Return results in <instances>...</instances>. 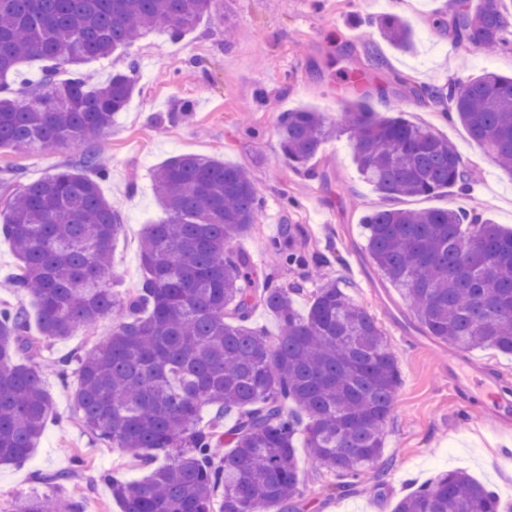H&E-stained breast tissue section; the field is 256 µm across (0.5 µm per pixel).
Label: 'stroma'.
I'll return each instance as SVG.
<instances>
[{
	"mask_svg": "<svg viewBox=\"0 0 512 512\" xmlns=\"http://www.w3.org/2000/svg\"><path fill=\"white\" fill-rule=\"evenodd\" d=\"M438 0H396L391 13L413 30L415 47L404 53L381 35L382 11L374 0H214L210 11L181 38L159 29L125 53L92 59L84 67L98 79L126 71H149L106 133L112 151L103 195L124 219L112 267L118 290L143 276L140 242L162 216L151 175L178 154L207 156L242 166L263 200L259 224L235 246L251 257L258 280L297 281L296 269L274 253L283 223L297 227L295 248L315 270L311 283L339 281L354 301L378 320L399 366L400 383L387 426L383 457L389 463L384 495L341 492L333 474L315 467L304 434L295 439L303 473L300 512H394L419 485L449 470H462L493 491L500 512H512V426H496L485 407L457 394L448 378L456 357L512 387V355L491 348L458 351L425 336L397 288L387 282L365 249L362 217L383 200L364 183L348 137L332 136L306 169H292L279 143L281 113L310 108L336 117L343 103L358 100L384 112L403 109L411 122L431 128L461 153L477 175L469 192L430 198L403 197L394 207L455 205L512 229V176L498 167L458 122L416 101L415 88L438 86L486 72L512 77V47L482 56L454 45L431 24ZM193 112L182 114V102ZM74 150L53 147L0 149V169L24 168L37 180L74 161ZM328 257L317 265L318 257ZM44 388L53 412L29 459L0 464V512L20 500L58 494L82 502L85 512H121L101 473L128 479L147 475L111 444L95 440L76 421L71 389L52 374ZM69 471L62 485L36 481V474Z\"/></svg>",
	"mask_w": 512,
	"mask_h": 512,
	"instance_id": "obj_1",
	"label": "stroma"
}]
</instances>
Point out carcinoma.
I'll return each instance as SVG.
<instances>
[{
  "mask_svg": "<svg viewBox=\"0 0 512 512\" xmlns=\"http://www.w3.org/2000/svg\"><path fill=\"white\" fill-rule=\"evenodd\" d=\"M212 2L0 0V148L78 151L36 181L18 167L0 175V234L19 260L9 287L35 308L0 305V464L26 460L43 434L52 410L46 372L65 384L73 376L83 428L150 467L141 480L103 476L122 512H297L299 432L339 490L387 466L396 356L375 317L336 281L313 289L303 313L294 307L303 282L255 286L249 258L233 248L262 212L244 168L179 154L155 169L165 217L141 240V281L120 299L112 288V246L123 222L100 191L108 168L99 141L136 90V64L103 83L83 71L61 81L58 66L106 57L159 27L179 38ZM433 26L491 55L512 41V0L475 9L472 0H444ZM380 29L398 50H413L414 33L397 15H384ZM27 59L44 62L43 74L21 101L3 79ZM415 97L451 104L471 139L512 174V77L488 72ZM278 128L296 169L334 129L347 134L360 178L386 200L470 185L458 150L400 110L380 115L352 101L334 121L313 109L284 112ZM363 226L372 262L426 335L512 354V230L453 207L384 206ZM259 307L277 316L276 338L248 326ZM117 310L112 333L86 351L43 355L45 340L74 336ZM207 406L217 419L205 427ZM17 512L84 510L72 498L31 495ZM394 512H499V505L469 474L450 471Z\"/></svg>",
  "mask_w": 512,
  "mask_h": 512,
  "instance_id": "1",
  "label": "carcinoma"
}]
</instances>
